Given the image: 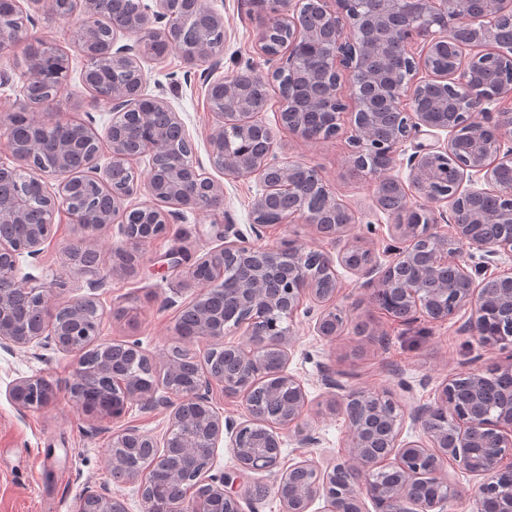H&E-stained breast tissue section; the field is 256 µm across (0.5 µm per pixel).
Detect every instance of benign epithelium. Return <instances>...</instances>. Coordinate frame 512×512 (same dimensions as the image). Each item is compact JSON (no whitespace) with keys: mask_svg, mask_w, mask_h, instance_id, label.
Listing matches in <instances>:
<instances>
[{"mask_svg":"<svg viewBox=\"0 0 512 512\" xmlns=\"http://www.w3.org/2000/svg\"><path fill=\"white\" fill-rule=\"evenodd\" d=\"M366 0H304L292 6V0H262L265 14L258 37V54L275 64L265 80L297 85L308 89V97L292 102L293 111L279 114L280 123L296 136L307 140H331L349 135L353 146V166L369 175L385 174L397 165L402 147L422 129L446 131V144L419 145L409 157L407 180L387 177L389 185L400 197L412 191L425 204L409 209L413 218L400 217L392 225L399 247L389 262L380 267L364 262L361 253L370 249L350 239L353 211L330 190L320 172L310 171L326 197L327 206L350 216L344 224L329 223L307 208L303 197L295 192L291 181L297 162L281 161L274 147L272 132L257 123L247 94L246 84L257 74L250 68L228 77L206 82L207 99L217 116L210 138V161L225 176H255L261 185L252 203L253 226L265 225L272 203L281 198L293 200L277 223L300 218L336 244V255L298 246L284 240L272 247H256L242 240L224 225V246L197 259L187 268L188 280L202 285L183 314L195 317V335L208 339L224 350V358L247 368L248 377L236 382L203 363L201 370L188 382H179L180 363L165 355V379L149 384L138 382L139 369L155 366V359L138 340L116 345L132 358L122 372L112 370V362L102 363L89 371L77 363L75 379L97 380V386L109 404L85 409L100 418L117 417L131 402L145 408L163 400L172 408L169 427L162 439L127 429L112 441V447L148 448L161 459L160 449L168 448L175 435L191 457L199 448H216L223 433L230 434L236 461L233 473H211L212 462L206 461L197 473L194 489L202 501L192 500L187 512H258L259 500L239 490L237 481L245 472L258 470L257 457H263V470L278 467L283 436L293 439L299 448H313L320 440L312 430L301 426L300 419L308 406L302 382L286 371L290 358V328L303 299L319 307L314 329L324 338L342 332L345 317L330 303L340 285L335 264L367 278L370 298L394 319L412 323L423 317L429 321H445L464 308L472 311L465 329L478 336L481 343L507 349L512 346V268L500 270L475 281L469 268L474 260L485 267L497 257L512 254V182L499 179V171L512 167V109L493 112L488 104L497 98H512V83L501 84L491 95L475 96L469 88L485 73L483 54L466 55L475 47H489L488 54L500 70L512 71V32L504 34L503 26L512 29V0H379L380 7L367 10ZM87 16L80 52L87 60L82 82L88 89L97 85L98 77L110 74L109 93L94 96V102L109 109L110 119L104 133L84 122L63 121L53 111L57 98L40 103L33 122L44 132L66 128L70 135L58 139L52 149L40 141L18 142L6 136L7 149L18 165H0V227L4 216L9 222L28 225V234L18 240L0 231V348H54L67 353L84 352L88 341L98 339L102 313L93 291L103 286L104 279L88 282L89 293L56 304L53 290L31 286L18 279L20 258H36L41 247L53 237L55 214L65 211L76 223L96 233L109 228L118 217L135 211L143 216L140 229L120 225L123 245L117 249L122 259L119 267L134 268L135 252L162 236L169 224L181 217L183 210H213L224 203V185L201 174L193 155L185 157L177 171L160 168L166 156L177 152L189 141L185 125L166 101L152 97L149 107L140 108L146 98L144 82L126 84L119 72L124 65L142 67L147 57L142 54L145 42L163 39L191 63L211 64L220 69L221 50L208 43H183L180 31L195 17L216 29H224V16L203 0H155V7L141 5L130 18L112 22L109 39L100 45L104 16V0H83ZM281 31L288 34L279 51L270 54L265 48L268 36ZM135 37L131 44L117 45L118 35ZM25 43L27 82L43 76L46 57L55 47L28 34L27 25L4 23L0 13V50ZM391 45L400 46L408 61L407 76L401 78L372 64L379 51ZM436 52L448 55V68L436 70L430 59ZM428 72L427 82L448 89L453 118L447 123L434 121L432 115L418 106L414 81L417 69ZM237 97L244 112H225L224 99ZM326 100L333 121L312 135L297 117L314 109V101ZM350 127H345V116ZM238 142L229 152L225 143ZM92 147L84 179H74L71 156ZM108 147L109 163L102 167V147ZM149 156L150 177L132 186L114 188L115 176L130 175L128 164ZM451 167L455 172L450 192L436 193L431 178L438 167ZM57 181V191L47 189L36 196L28 185L35 179ZM470 187H464V182ZM483 186H478V183ZM92 186L108 194L106 205L80 209L74 204L75 193ZM140 193L148 201L130 209L124 201ZM451 203L453 236L439 230L435 206ZM166 203L176 210L165 211ZM426 225H421V222ZM235 236L229 240V236ZM466 245L469 252L462 253ZM240 260V276L236 303L243 309L242 321L249 324L252 348L241 349L224 342V312L212 298L224 291L225 258ZM203 265L208 278L199 280L195 271ZM28 297L35 320L31 327L19 331L12 322L16 295ZM278 367L277 376L288 390V399L280 401L272 391L267 400L279 405L268 414L262 405L247 402L250 420L237 424L223 419L209 402L207 391L212 382L224 387L239 386L249 394L264 381L268 361ZM466 379L470 403L455 399V387ZM486 375L470 368L450 377L438 389L434 401L416 406L403 404L389 392L367 389L352 390L336 398L333 405L346 422L349 443L336 462L324 468L308 454L281 474L280 480L298 477L294 492L281 499L282 512H309L313 504L324 501L321 512H364L370 500L379 512H447V505L460 497L444 475L452 462L466 472L482 478L473 498L474 512H512V390L501 395L494 414L483 410ZM166 395L156 398L159 389ZM9 396L24 407H42L54 396L53 386L41 378L25 377L9 387ZM421 431L419 440L402 438L405 418ZM392 473L394 484L382 481ZM80 512H125L124 503L108 492L89 491L79 503Z\"/></svg>","mask_w":512,"mask_h":512,"instance_id":"benign-epithelium-1","label":"benign epithelium"}]
</instances>
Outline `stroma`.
I'll list each match as a JSON object with an SVG mask.
<instances>
[{"instance_id":"stroma-1","label":"stroma","mask_w":512,"mask_h":512,"mask_svg":"<svg viewBox=\"0 0 512 512\" xmlns=\"http://www.w3.org/2000/svg\"><path fill=\"white\" fill-rule=\"evenodd\" d=\"M205 2L224 16L221 75L249 67L262 75L269 73V65L256 51L263 15L253 0ZM34 19L33 33L63 50L70 61L57 112L62 119L91 120L96 128H104L109 119L107 110L91 107V94L81 78L85 61L78 42L83 15L77 11L61 19L38 13ZM144 70L146 94L165 99L179 113L202 171L223 182V208L185 211L165 236L143 248L130 271L115 266L114 252L122 241L118 226L95 235L62 213L55 219L53 240L38 258H21L18 275L30 277L35 286L63 279L59 295L63 302L85 294L88 275L68 267L63 248L93 239L99 255L97 268L105 278L104 287L96 293L103 313L100 341L136 339L154 355L180 346L201 356L210 348V341L184 339L176 330L182 309L198 291L186 277V266L221 247L216 233L224 225H234L249 244L256 246L290 240L331 254L336 247L299 219L254 229L250 210L260 188L257 178L225 177L209 160L214 118L206 101L205 67L186 64L171 48L164 58L145 62ZM281 105L279 93H271L267 110L261 115L273 132L280 159L318 167L339 199L354 211L353 237L371 249L376 262H387L395 239L390 230L391 217L375 203L377 177L354 168L347 137L305 141L290 133L278 120ZM176 250L183 253L185 264L174 268L170 254ZM337 273L342 291L336 304L346 314L343 335L334 340L318 336L313 318L302 311L289 322L293 344L287 370L302 380L308 394L304 422L320 439L311 455L323 464L340 457L347 439L345 420L333 409V395L323 382L324 368H331L346 389H385L398 401L409 393L422 404L434 398L449 376L467 370L472 360L486 367L503 358L499 349L483 346L475 335L463 331L470 311H461L445 322L404 324L373 306L363 278L342 267ZM76 363V354L54 349L14 353L0 349V512H78L83 494L105 485L124 502L127 512H145L136 485L109 479L112 435L134 426L162 437L168 428L169 412L161 406L145 411L132 403L117 418L85 415L70 393ZM25 377L49 381L55 390L52 401L39 409H27L12 401L10 384Z\"/></svg>"}]
</instances>
